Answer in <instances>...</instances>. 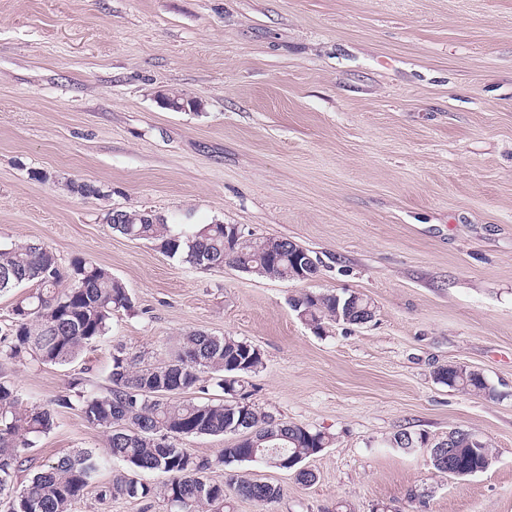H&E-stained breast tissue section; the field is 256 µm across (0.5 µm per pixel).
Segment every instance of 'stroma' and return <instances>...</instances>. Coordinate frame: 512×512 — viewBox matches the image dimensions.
<instances>
[{
    "label": "stroma",
    "mask_w": 512,
    "mask_h": 512,
    "mask_svg": "<svg viewBox=\"0 0 512 512\" xmlns=\"http://www.w3.org/2000/svg\"><path fill=\"white\" fill-rule=\"evenodd\" d=\"M174 91L198 108H169ZM118 211L285 237L320 272L195 268L115 232ZM29 242L106 268L133 307L72 364L8 366L23 396L53 405L78 376L101 389L118 344L152 363L190 331L232 336L264 355L256 408L335 438L305 485L210 470L283 491L234 512H512V0H0V246ZM306 292L363 295L375 317L316 333L289 304ZM451 363L490 393L437 383ZM456 427L490 441L486 472L389 445ZM103 445L61 408L27 455ZM166 510L93 486L73 507Z\"/></svg>",
    "instance_id": "obj_1"
}]
</instances>
